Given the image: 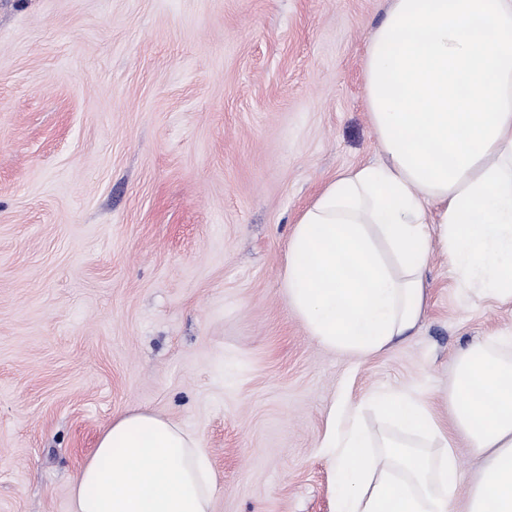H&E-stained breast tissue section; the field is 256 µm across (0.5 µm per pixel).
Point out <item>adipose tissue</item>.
<instances>
[{"label": "adipose tissue", "mask_w": 512, "mask_h": 512, "mask_svg": "<svg viewBox=\"0 0 512 512\" xmlns=\"http://www.w3.org/2000/svg\"><path fill=\"white\" fill-rule=\"evenodd\" d=\"M364 93L381 158L339 171L301 211L282 274L309 336L359 357L415 333L433 249L466 293L512 303V0H391ZM449 400L450 431L401 393L373 399L384 434L332 406L318 448L334 512H453L460 434L483 459L465 512H512V336L460 354ZM215 492L194 432L128 410L82 466L72 512H213Z\"/></svg>", "instance_id": "ef3b65f1"}]
</instances>
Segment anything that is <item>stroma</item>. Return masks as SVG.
<instances>
[{
  "label": "stroma",
  "instance_id": "stroma-1",
  "mask_svg": "<svg viewBox=\"0 0 512 512\" xmlns=\"http://www.w3.org/2000/svg\"><path fill=\"white\" fill-rule=\"evenodd\" d=\"M386 0H0V512H72L113 416L198 435L213 512H332L328 409L440 411L512 329L441 251L414 336L355 357L282 288L301 210L380 147L364 95Z\"/></svg>",
  "mask_w": 512,
  "mask_h": 512
}]
</instances>
